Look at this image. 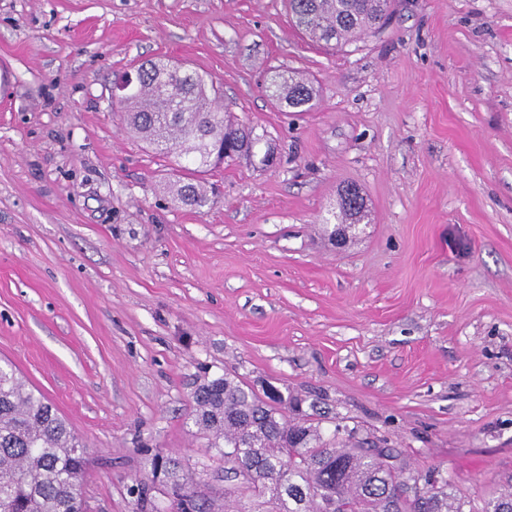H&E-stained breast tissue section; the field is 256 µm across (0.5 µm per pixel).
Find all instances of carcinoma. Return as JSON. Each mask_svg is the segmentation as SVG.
Masks as SVG:
<instances>
[{
    "instance_id": "1",
    "label": "carcinoma",
    "mask_w": 512,
    "mask_h": 512,
    "mask_svg": "<svg viewBox=\"0 0 512 512\" xmlns=\"http://www.w3.org/2000/svg\"><path fill=\"white\" fill-rule=\"evenodd\" d=\"M390 0H287L292 24L319 42L343 48L379 28ZM279 107L306 111L313 82L280 73L268 86ZM129 128L163 158L176 180L174 199L200 210L210 204L203 176L224 160L248 159L261 137L230 119L213 80L165 56L136 67L122 101ZM206 451L224 458V512H464L468 496L441 473H423L386 440L320 424L293 398L257 393L226 373L192 394L190 414ZM87 446L10 364H0V512H85ZM189 492L196 512H211L209 483L185 457L157 451L146 458L133 512H170L148 498L156 480ZM481 512H512V488L493 492Z\"/></svg>"
}]
</instances>
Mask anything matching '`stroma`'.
Returning a JSON list of instances; mask_svg holds the SVG:
<instances>
[{
	"label": "stroma",
	"instance_id": "35a3bbf8",
	"mask_svg": "<svg viewBox=\"0 0 512 512\" xmlns=\"http://www.w3.org/2000/svg\"><path fill=\"white\" fill-rule=\"evenodd\" d=\"M158 55L265 135L199 212L110 101ZM288 70L309 111L270 103ZM347 184L367 216L339 246ZM0 358L87 444L91 512H133L145 448L223 475L189 415L227 371L473 507L512 486V0H393L342 49L283 0H0Z\"/></svg>",
	"mask_w": 512,
	"mask_h": 512
}]
</instances>
